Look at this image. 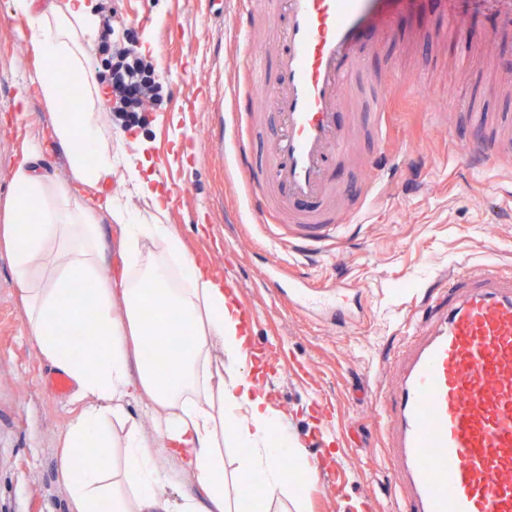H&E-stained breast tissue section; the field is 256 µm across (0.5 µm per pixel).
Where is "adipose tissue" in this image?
<instances>
[{"mask_svg":"<svg viewBox=\"0 0 512 512\" xmlns=\"http://www.w3.org/2000/svg\"><path fill=\"white\" fill-rule=\"evenodd\" d=\"M24 15V73L51 113L30 133L9 170L0 201V250L12 265L27 336L64 372L79 412L58 437V471L71 512H244L227 494L224 446L244 448L239 474L267 496L295 495V479L315 469L246 369L249 341L238 303L221 280L188 255L165 222L168 195L112 148L106 102L89 46L97 22L87 0H11ZM65 158L67 176L37 164L47 144ZM131 173L151 207L143 216L112 192ZM121 232L118 267L107 262L105 225ZM88 285L95 315L84 323L78 285ZM160 352L165 373L142 353ZM139 399L151 421L129 419ZM289 454L293 469L280 462ZM201 495L177 502L176 475Z\"/></svg>","mask_w":512,"mask_h":512,"instance_id":"1","label":"adipose tissue"}]
</instances>
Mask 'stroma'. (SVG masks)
Returning a JSON list of instances; mask_svg holds the SVG:
<instances>
[{
	"label": "stroma",
	"mask_w": 512,
	"mask_h": 512,
	"mask_svg": "<svg viewBox=\"0 0 512 512\" xmlns=\"http://www.w3.org/2000/svg\"><path fill=\"white\" fill-rule=\"evenodd\" d=\"M116 33L132 30L139 51L154 64L169 91L144 126L112 124V147L144 152L150 173L169 188L167 224L186 252L205 258L214 277L230 273L238 300L254 314L251 339L269 357L254 367L272 408L316 465L301 492L268 500L267 512H395L394 463L385 457L380 401L396 383L392 359L408 332L420 331L416 310L434 280L461 263L496 262L512 270V163L469 167L456 157L466 133L462 112L440 121L399 89L385 118V142L373 139L366 106L346 107L342 123H356L353 150L336 166L338 183L365 184L364 156L393 152L399 173L370 198L357 223L343 225L326 247L301 252L281 245L286 224H244L242 186L225 172L224 152L210 142L214 117L190 103L208 98L227 108L248 58L250 33L213 12L211 0H114ZM399 27L409 37L402 51L386 49L366 62L400 78L423 73L441 101L464 98L490 83L497 57L512 54V40L460 46L447 29L437 0H418ZM27 21L0 0V113L18 92L28 97L25 118L0 126V199L8 170L21 155L31 125L50 120L36 87H23L12 63L32 69L25 53ZM321 287L336 280L359 291L354 321L333 327L288 305L263 288L272 261ZM54 367L23 328L9 258L0 253V512H68L57 470V438L80 408L71 393L56 394L45 381Z\"/></svg>",
	"instance_id": "35a3bbf8"
}]
</instances>
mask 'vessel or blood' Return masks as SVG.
Masks as SVG:
<instances>
[{
	"label": "vessel or blood",
	"mask_w": 512,
	"mask_h": 512,
	"mask_svg": "<svg viewBox=\"0 0 512 512\" xmlns=\"http://www.w3.org/2000/svg\"><path fill=\"white\" fill-rule=\"evenodd\" d=\"M409 0H250L236 17L253 28L271 16L270 37L254 40L242 91L215 144L230 149L226 173L255 200L248 221L267 224L283 214L295 246L333 238L354 213L337 210L343 194L333 171L351 147L349 126L338 112L355 85L369 92L373 113L385 116L393 84L365 70L370 54L397 37L396 18ZM449 27L462 18L488 17L492 35H512V0H439ZM406 90L422 111L442 106L422 75H408ZM480 95L457 108L474 130L457 152L463 163L495 164L512 155V129L486 132ZM264 106L255 114L254 102ZM270 135L261 155L244 139L256 117ZM264 284L313 316L349 322L348 289L314 288L301 276L271 264ZM425 328L409 337L395 362L396 386L381 403L386 453L402 512H512V271L492 264H463L421 315Z\"/></svg>",
	"instance_id": "1"
}]
</instances>
